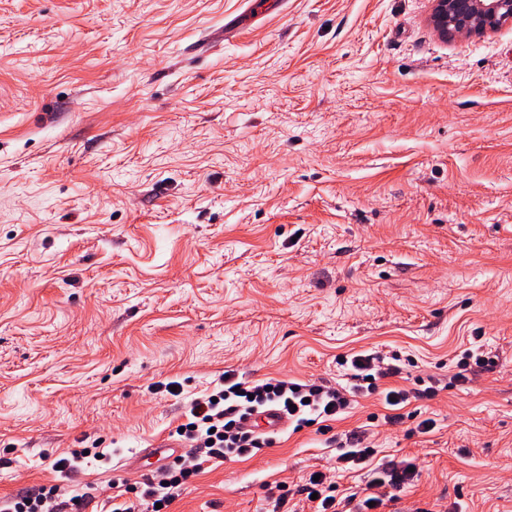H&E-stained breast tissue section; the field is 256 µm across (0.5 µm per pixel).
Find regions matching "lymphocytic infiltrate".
<instances>
[{"instance_id":"1","label":"lymphocytic infiltrate","mask_w":512,"mask_h":512,"mask_svg":"<svg viewBox=\"0 0 512 512\" xmlns=\"http://www.w3.org/2000/svg\"><path fill=\"white\" fill-rule=\"evenodd\" d=\"M339 363L348 369V384L344 387L274 378L261 382L241 381L235 373L225 372L210 394L192 399L185 407L179 438L192 448L195 463L176 458L165 467L158 480L146 477L133 484L120 478L113 480L115 492L106 498V505L111 512H168L180 491L200 473L205 463L238 461L278 443V434L255 433L241 425L246 416L266 407H278L295 430L313 426L324 434L329 432L330 422L342 419L349 412L358 396L381 394L384 404L392 408L433 393L429 387H381V380L400 376L402 368L378 352L343 356ZM337 449V469L368 467L363 496L359 499L351 495L342 497L335 482L323 478L314 480L309 486L310 492L317 495L312 502V512H385L397 501L398 491L414 478L406 467L372 466L374 451L361 446L358 438L338 441ZM85 460L83 449H72L68 457L52 463L51 469L57 475L55 483L22 495L1 497L0 512H47L48 503L63 498L79 510L87 498L72 494L71 482Z\"/></svg>"}]
</instances>
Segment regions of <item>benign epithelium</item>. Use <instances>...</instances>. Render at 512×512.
I'll return each mask as SVG.
<instances>
[{
    "mask_svg": "<svg viewBox=\"0 0 512 512\" xmlns=\"http://www.w3.org/2000/svg\"><path fill=\"white\" fill-rule=\"evenodd\" d=\"M431 21L443 36L483 34L512 23V0H433Z\"/></svg>",
    "mask_w": 512,
    "mask_h": 512,
    "instance_id": "obj_1",
    "label": "benign epithelium"
}]
</instances>
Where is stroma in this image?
<instances>
[{"instance_id": "stroma-1", "label": "stroma", "mask_w": 512, "mask_h": 512, "mask_svg": "<svg viewBox=\"0 0 512 512\" xmlns=\"http://www.w3.org/2000/svg\"><path fill=\"white\" fill-rule=\"evenodd\" d=\"M278 3L226 40L246 0H0V497L73 448L105 455L81 484L139 481L224 371L341 384L372 349L437 386L400 424L377 394L332 424L417 459L398 512H512V24ZM335 457L287 434L170 512H271L279 483L309 512L311 473L365 483ZM182 448L179 445L174 443H169L165 439H156L154 440L148 448H145L141 453L140 457L143 460H150L153 467L150 470H155L167 461H169L173 456L178 454L179 449ZM173 451L174 454L171 458L168 456L171 454L170 451ZM149 470V471H150Z\"/></svg>"}]
</instances>
